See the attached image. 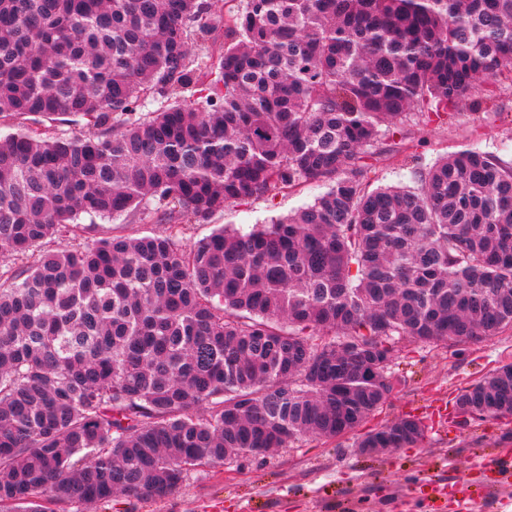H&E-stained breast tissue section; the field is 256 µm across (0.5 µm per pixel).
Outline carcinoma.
<instances>
[{
    "instance_id": "obj_1",
    "label": "carcinoma",
    "mask_w": 512,
    "mask_h": 512,
    "mask_svg": "<svg viewBox=\"0 0 512 512\" xmlns=\"http://www.w3.org/2000/svg\"><path fill=\"white\" fill-rule=\"evenodd\" d=\"M222 2L0 0V255L30 259L0 266L6 512L164 499L309 436L415 446L419 418L369 425L397 344L512 331V160L414 156L415 186L373 189L368 152L512 72V0ZM302 183L326 191L246 235L41 249L82 215L207 224ZM455 408L512 416V363Z\"/></svg>"
}]
</instances>
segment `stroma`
I'll use <instances>...</instances> for the list:
<instances>
[{
	"label": "stroma",
	"instance_id": "stroma-1",
	"mask_svg": "<svg viewBox=\"0 0 512 512\" xmlns=\"http://www.w3.org/2000/svg\"><path fill=\"white\" fill-rule=\"evenodd\" d=\"M408 133L409 144L426 162L464 147L511 159L512 75L478 86L445 124L412 125ZM322 192L321 186L305 183L273 198L229 206L211 224L247 232L270 217L314 203ZM211 224L182 225L181 243L189 245L208 234ZM166 230V225L147 219L85 217L68 225L60 240L77 246L113 234ZM506 361H512L510 330L476 345L403 344L391 366L399 384L378 419L415 416L435 421L420 445L367 456L355 448L352 435L335 441L309 437L256 459L200 467L166 499H116L113 512H433L419 495L421 483L449 475L480 484L492 477V462L512 456V417L466 426L454 417L457 393Z\"/></svg>",
	"mask_w": 512,
	"mask_h": 512
}]
</instances>
